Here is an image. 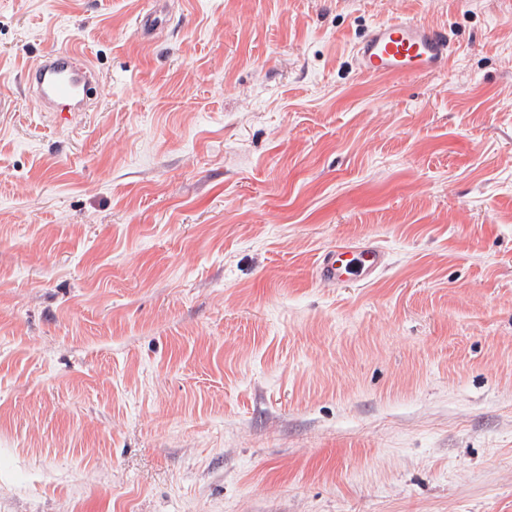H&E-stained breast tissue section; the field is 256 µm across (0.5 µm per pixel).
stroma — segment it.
I'll list each match as a JSON object with an SVG mask.
<instances>
[{
	"instance_id": "35a3bbf8",
	"label": "stroma",
	"mask_w": 512,
	"mask_h": 512,
	"mask_svg": "<svg viewBox=\"0 0 512 512\" xmlns=\"http://www.w3.org/2000/svg\"><path fill=\"white\" fill-rule=\"evenodd\" d=\"M0 512H512V0H0ZM453 53L446 29L392 18L374 25L354 47L353 57L360 75L380 79L444 71ZM26 73L38 109L58 112L61 119H68L69 112H85L98 85L94 66L68 47L44 55ZM387 261L386 251L373 243L336 245L322 254L317 275L327 286L347 280L367 283L386 268Z\"/></svg>"
}]
</instances>
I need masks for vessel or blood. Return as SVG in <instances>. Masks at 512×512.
Wrapping results in <instances>:
<instances>
[{"label":"vessel or blood","instance_id":"1","mask_svg":"<svg viewBox=\"0 0 512 512\" xmlns=\"http://www.w3.org/2000/svg\"><path fill=\"white\" fill-rule=\"evenodd\" d=\"M452 55L446 29L405 18L374 25L353 52L358 73L372 79L441 72ZM27 74L39 110L63 119L86 111L98 85L94 66L67 47L44 55L28 67ZM387 261L386 251L376 244H344L322 254L317 275L327 286L347 280L367 283L386 268Z\"/></svg>","mask_w":512,"mask_h":512}]
</instances>
